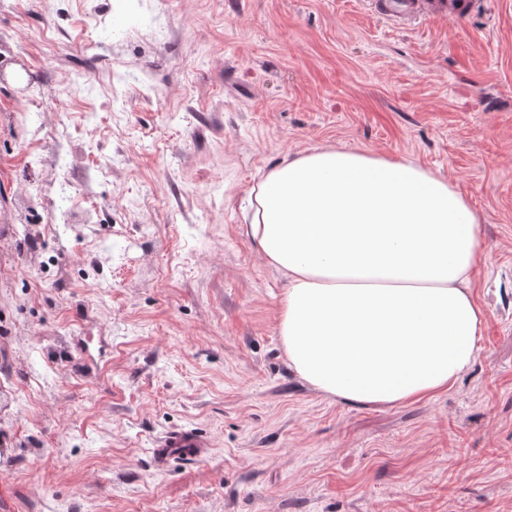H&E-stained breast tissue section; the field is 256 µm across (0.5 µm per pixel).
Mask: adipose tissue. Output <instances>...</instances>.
<instances>
[{"label":"adipose tissue","mask_w":512,"mask_h":512,"mask_svg":"<svg viewBox=\"0 0 512 512\" xmlns=\"http://www.w3.org/2000/svg\"><path fill=\"white\" fill-rule=\"evenodd\" d=\"M249 233L284 271L278 335L327 397L397 406L447 392L479 355L478 219L448 177L315 148L271 170Z\"/></svg>","instance_id":"adipose-tissue-1"}]
</instances>
